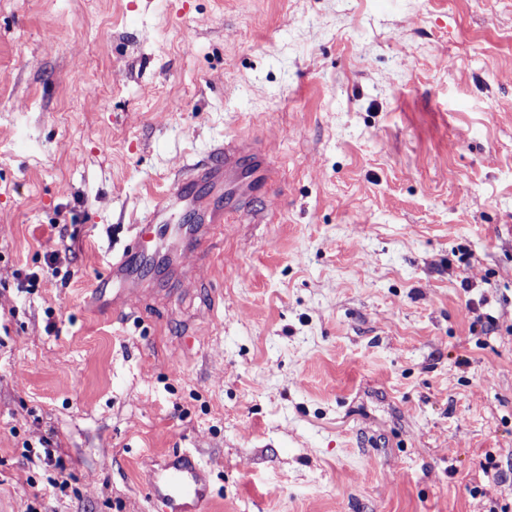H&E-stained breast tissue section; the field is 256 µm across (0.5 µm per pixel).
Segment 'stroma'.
<instances>
[{
    "label": "stroma",
    "mask_w": 512,
    "mask_h": 512,
    "mask_svg": "<svg viewBox=\"0 0 512 512\" xmlns=\"http://www.w3.org/2000/svg\"><path fill=\"white\" fill-rule=\"evenodd\" d=\"M237 137L268 190L114 310ZM176 451L206 512H512V0H0V512H156ZM264 149L248 139H235L213 145L207 158L187 164L174 175L163 197L135 225V235L124 247L122 255L107 271L104 279L118 285L112 294V306L120 308L126 302V286L130 283L146 260L149 238L162 239L164 231L170 229L173 211L190 202L191 190L201 183L224 185L238 177L247 167L258 173L261 186L271 182L272 171L264 164ZM44 448V456L37 458L41 462V464L45 465V467L50 468L54 474L55 477L51 478L50 483L52 486H58L59 488H64L68 482V474L67 472V466L64 459L57 455L55 456L54 450L52 448H47L50 445V441L47 439H43L41 441Z\"/></svg>",
    "instance_id": "obj_1"
}]
</instances>
